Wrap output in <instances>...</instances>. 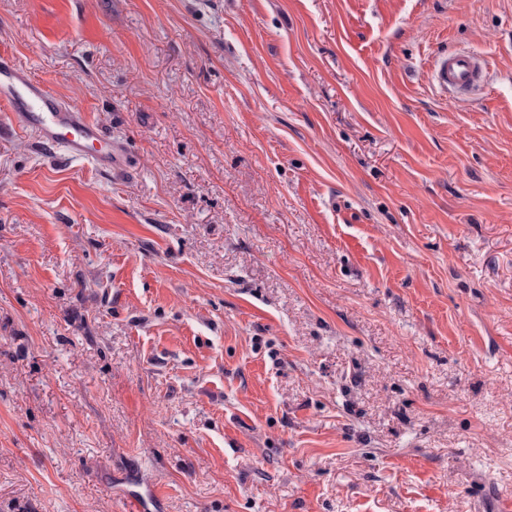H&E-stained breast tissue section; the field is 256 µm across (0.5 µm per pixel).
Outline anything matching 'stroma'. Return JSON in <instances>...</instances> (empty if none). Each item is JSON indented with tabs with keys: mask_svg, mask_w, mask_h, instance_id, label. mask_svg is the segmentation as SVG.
I'll use <instances>...</instances> for the list:
<instances>
[{
	"mask_svg": "<svg viewBox=\"0 0 512 512\" xmlns=\"http://www.w3.org/2000/svg\"><path fill=\"white\" fill-rule=\"evenodd\" d=\"M0 54L113 158L0 107V512L512 499V0H0ZM432 76L444 91L452 92L458 99L467 97L486 74L481 68V58L474 53L448 50L438 55Z\"/></svg>",
	"mask_w": 512,
	"mask_h": 512,
	"instance_id": "obj_1",
	"label": "stroma"
}]
</instances>
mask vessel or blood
Here are the masks:
<instances>
[{
  "label": "vessel or blood",
  "mask_w": 512,
  "mask_h": 512,
  "mask_svg": "<svg viewBox=\"0 0 512 512\" xmlns=\"http://www.w3.org/2000/svg\"><path fill=\"white\" fill-rule=\"evenodd\" d=\"M432 76L438 87L460 99L485 79L480 57L457 50L438 55ZM0 102L7 104L20 123L37 133L45 144L61 147L70 158L111 166V140L105 139L74 106L62 103L26 69L1 54Z\"/></svg>",
  "instance_id": "vessel-or-blood-1"
}]
</instances>
